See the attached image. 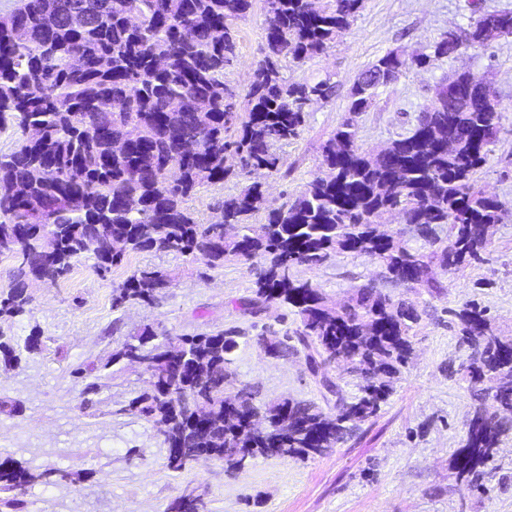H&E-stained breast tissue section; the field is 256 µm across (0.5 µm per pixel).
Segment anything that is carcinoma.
I'll list each match as a JSON object with an SVG mask.
<instances>
[{"mask_svg": "<svg viewBox=\"0 0 512 512\" xmlns=\"http://www.w3.org/2000/svg\"><path fill=\"white\" fill-rule=\"evenodd\" d=\"M55 2L48 12L45 0H18L0 15V128L11 123L44 132L0 153V247L14 259L12 280L0 291V313H27L29 281L53 285L81 257L94 258L100 274L127 254L145 251L203 260L212 268L233 259L257 265L253 297L243 309L256 315L275 304L297 316L295 329L273 338L275 350L282 357L304 354L321 388L336 397L334 406L288 399L258 405L247 387L227 406L234 332L159 336L146 327L112 353L114 364L135 350L154 359L145 373L155 389L133 398L126 411L158 429L168 450L165 467L173 472L190 464L175 448H198L226 472L244 467L241 446L254 449L255 457L283 460L308 458L309 448H335L391 395L421 314L371 283L337 307L293 268L346 253L383 264L391 279L408 270L439 296L445 287L434 277L433 260L446 273L485 261L494 252L487 226L509 216L504 203L476 189L475 174L489 162L503 129L484 80L450 77L456 100L419 113L382 160L359 146L354 117L410 65L448 57L462 46L489 48L481 37L487 18L494 19L497 38L512 36V11L483 13L469 28L444 34L430 56L408 60L390 51L378 58L368 68L378 83L353 85L349 117L323 147L325 172L278 207L268 205L255 182L218 202L224 224L238 227L237 237L226 239L223 224L199 223L187 199L231 174L228 147L241 154L243 171L277 170L274 146L298 136L308 100L333 92L328 79L288 82L281 58L303 63L322 53L350 26L362 0H325L316 11L303 0H263L265 55L243 112L224 69L235 57L234 22L247 16L252 0H114L110 10L108 0ZM73 9L86 16L80 27L67 21ZM190 140L201 149L188 155L182 147ZM396 210L409 215L432 251L408 246L399 231L377 234L379 221ZM261 212L264 222L252 223ZM435 224L448 225L447 240L433 237ZM113 240L123 241L125 250L104 248ZM93 241L103 248H88ZM171 284L162 268L137 269L114 289L112 308L151 304ZM448 316L466 350L463 376L481 401L461 429L451 467L463 488L484 494L496 474V448L512 430V336L502 334L475 300L448 309ZM329 369L340 375L329 376ZM345 375L356 379L353 397L340 384ZM54 475L68 478L54 469L36 474L0 457V490ZM201 507L200 498L185 494L169 505L174 512Z\"/></svg>", "mask_w": 512, "mask_h": 512, "instance_id": "1", "label": "carcinoma"}]
</instances>
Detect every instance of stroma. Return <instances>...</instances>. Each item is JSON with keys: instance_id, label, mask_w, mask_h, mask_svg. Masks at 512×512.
Segmentation results:
<instances>
[{"instance_id": "1", "label": "stroma", "mask_w": 512, "mask_h": 512, "mask_svg": "<svg viewBox=\"0 0 512 512\" xmlns=\"http://www.w3.org/2000/svg\"><path fill=\"white\" fill-rule=\"evenodd\" d=\"M472 1L364 0L349 29L324 53L301 64L282 60L288 81L327 79L333 93L312 101L298 137L277 146L278 169L264 176L270 206L295 199L319 172L322 148L346 117L348 95L360 74L392 50L409 58L430 53L442 34L470 23ZM262 23L261 0H254L248 16L234 25L236 56L224 79L242 95L264 57ZM462 71L491 84L504 115L491 159L476 178L479 187L512 209V37L484 52L463 47L404 70L357 116L358 142L375 153L408 133L436 88ZM247 182L246 176H230L192 195L187 205L199 223H210L215 203ZM494 239L489 262L442 275L448 292L439 297L389 282L379 263L347 254L316 267H296L298 277L336 305L372 281L424 309L414 329L413 353L376 415L332 451L308 460L258 457L231 475L208 459L181 472L165 468L166 450L152 424L126 410L146 390V378L137 366L113 363L112 354L146 328L160 336L232 330L239 346L233 355L236 379L226 385L227 394L248 385L260 404L275 399L323 403L303 356L272 358L258 344L259 337L292 329V318L276 306L256 316L244 313L257 270L241 261L210 268L174 253L139 252L101 275L93 259H77L55 285L31 288L26 315L0 318V332L15 344H24L32 332L41 335L40 348L23 354L18 366L0 367V400L21 406L20 413L0 414V455L36 472L64 470L75 480L34 483L16 493L11 505L0 493V512H166L188 486L204 493L209 512H512V434L499 448V470L488 494L461 489L450 469L474 402L458 370L465 354L448 328L446 310L478 301L495 325L512 335V217L496 225ZM152 266L172 273V287L153 304L113 309V289L132 271ZM90 363L98 367L95 376L82 375ZM92 382L98 390L90 394L86 387Z\"/></svg>"}]
</instances>
